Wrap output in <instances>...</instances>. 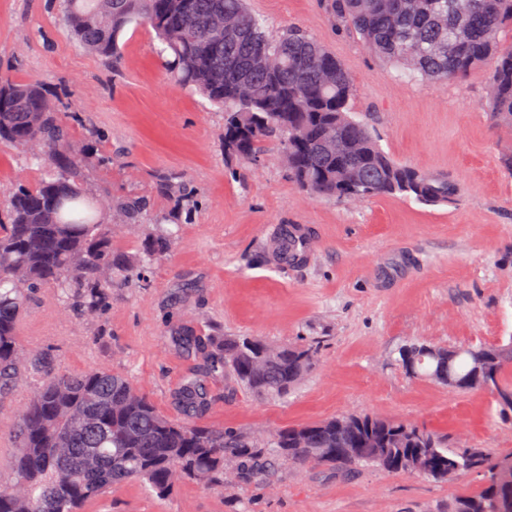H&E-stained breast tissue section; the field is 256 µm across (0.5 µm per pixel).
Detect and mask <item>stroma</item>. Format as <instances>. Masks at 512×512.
Masks as SVG:
<instances>
[{"mask_svg":"<svg viewBox=\"0 0 512 512\" xmlns=\"http://www.w3.org/2000/svg\"><path fill=\"white\" fill-rule=\"evenodd\" d=\"M331 4L249 0L271 32L302 27L336 55L357 82L355 118L396 162L454 180L453 204L319 198L296 186L274 149L232 175L220 146L223 112L174 83L152 29L123 32L116 73L62 25L59 0H0V77L37 80L76 137L104 131L119 153L88 166L89 191H145L157 172L174 169L201 194L172 252L144 279L113 285L99 318L66 313L46 288L26 310L19 342L47 351L63 370L125 374L176 418L174 393L198 359L174 345L173 328L284 345L317 337L319 363L288 398L258 400L217 376L204 423L265 439L368 412L425 426L453 447L511 452L512 418L499 416L493 394L410 377L397 361L413 340L512 341V176L501 165L512 130L490 120L488 69L445 85L400 79L337 21ZM285 224L307 237L304 260L245 265L244 256L267 248ZM481 484L474 475L436 482L373 467L288 465L250 483L207 489L186 481L162 499L122 484L84 512H446L450 499Z\"/></svg>","mask_w":512,"mask_h":512,"instance_id":"1","label":"stroma"}]
</instances>
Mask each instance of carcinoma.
Listing matches in <instances>:
<instances>
[{
    "label": "carcinoma",
    "mask_w": 512,
    "mask_h": 512,
    "mask_svg": "<svg viewBox=\"0 0 512 512\" xmlns=\"http://www.w3.org/2000/svg\"><path fill=\"white\" fill-rule=\"evenodd\" d=\"M333 2L336 18L410 79L445 85L491 64L489 114L512 128V42L505 39L512 36V0ZM63 22L83 48L108 58L114 69L121 67L126 27H150L160 54L169 55L174 79L224 110L221 144L230 161L253 164L274 145L297 185L336 200L400 194L442 206L458 195L448 177L424 174L382 150L368 125L351 114L354 79L323 44L299 27L269 34L245 0H64ZM0 140L45 171L34 187L15 183L0 215V400L33 382L27 407L11 424L14 479L0 482V512H82L132 481L164 497L176 484L172 471L219 485L230 463L246 483L274 462L342 473L365 464L436 481L476 474L480 488L455 496L448 512H512V453L450 448L424 427L366 413L279 429L271 442L259 444L241 431L164 415L123 374L62 371L50 355L24 351L17 342L20 320L38 290L56 288L79 317L100 315L116 280L172 252L176 216L196 209L199 200L184 177L172 173L157 175L149 193H90L85 177L93 147L70 150L71 124L33 80H0ZM100 197L117 223L141 228L139 259L112 247ZM157 198L172 208L150 221ZM305 240L284 227L272 254L298 261ZM172 336L202 359L176 392L183 413L195 419L211 404L208 379L224 375L255 398H281L315 368L320 345L204 339L182 327ZM398 354L412 377L435 383L452 377L461 392L484 389L488 378L499 392L512 394V341L448 349L411 342Z\"/></svg>",
    "instance_id": "obj_1"
}]
</instances>
